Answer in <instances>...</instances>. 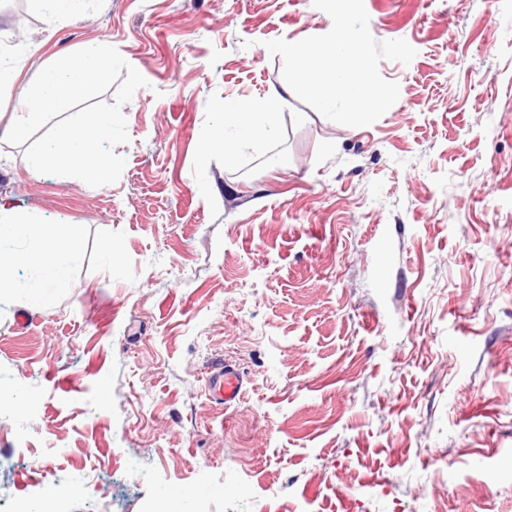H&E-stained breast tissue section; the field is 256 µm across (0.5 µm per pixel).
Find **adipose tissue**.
Segmentation results:
<instances>
[{
  "instance_id": "adipose-tissue-1",
  "label": "adipose tissue",
  "mask_w": 512,
  "mask_h": 512,
  "mask_svg": "<svg viewBox=\"0 0 512 512\" xmlns=\"http://www.w3.org/2000/svg\"><path fill=\"white\" fill-rule=\"evenodd\" d=\"M23 242L24 250H14V242ZM81 252L77 232L61 224L11 222L0 225V299L10 298L17 288L11 275L16 264L24 263L37 272L27 299L40 304L65 288L70 264Z\"/></svg>"
}]
</instances>
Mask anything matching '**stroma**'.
Instances as JSON below:
<instances>
[{
	"instance_id": "35a3bbf8",
	"label": "stroma",
	"mask_w": 512,
	"mask_h": 512,
	"mask_svg": "<svg viewBox=\"0 0 512 512\" xmlns=\"http://www.w3.org/2000/svg\"><path fill=\"white\" fill-rule=\"evenodd\" d=\"M397 102L333 122L295 94L290 160L192 174L211 95L276 86L332 20L312 0H0V134L45 66L116 47L120 179L32 173L0 137V218L83 242L43 307L0 303V512H512V0H364ZM117 248L116 262L102 251ZM27 326H19L20 315ZM235 364L222 408L207 371ZM244 378L230 363L211 370L206 377V389L213 402L229 407L244 394Z\"/></svg>"
}]
</instances>
